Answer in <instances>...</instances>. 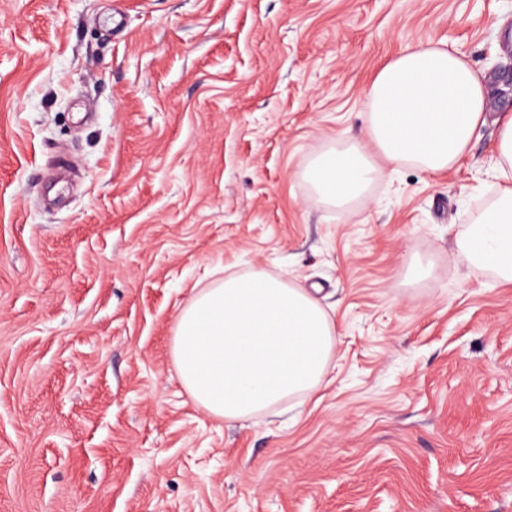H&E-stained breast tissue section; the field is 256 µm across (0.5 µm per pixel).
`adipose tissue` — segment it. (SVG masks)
I'll return each instance as SVG.
<instances>
[{
    "mask_svg": "<svg viewBox=\"0 0 512 512\" xmlns=\"http://www.w3.org/2000/svg\"><path fill=\"white\" fill-rule=\"evenodd\" d=\"M368 142L315 157L305 177L342 207L364 194L377 160L439 174L467 152L487 110L485 78L452 46H405L366 89ZM496 198L460 242L463 258L512 285V113L499 120ZM336 349L335 326L302 285L263 271L232 274L179 311L171 354L192 401L213 418L245 421L315 392Z\"/></svg>",
    "mask_w": 512,
    "mask_h": 512,
    "instance_id": "obj_1",
    "label": "adipose tissue"
}]
</instances>
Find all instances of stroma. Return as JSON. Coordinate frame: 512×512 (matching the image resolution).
Instances as JSON below:
<instances>
[{
    "label": "stroma",
    "instance_id": "obj_1",
    "mask_svg": "<svg viewBox=\"0 0 512 512\" xmlns=\"http://www.w3.org/2000/svg\"><path fill=\"white\" fill-rule=\"evenodd\" d=\"M418 42L486 75V123L447 173L321 201L304 171L366 141L370 78ZM511 66L512 0H0V512H512V286L457 247ZM255 270L336 351L225 422L170 343Z\"/></svg>",
    "mask_w": 512,
    "mask_h": 512
}]
</instances>
